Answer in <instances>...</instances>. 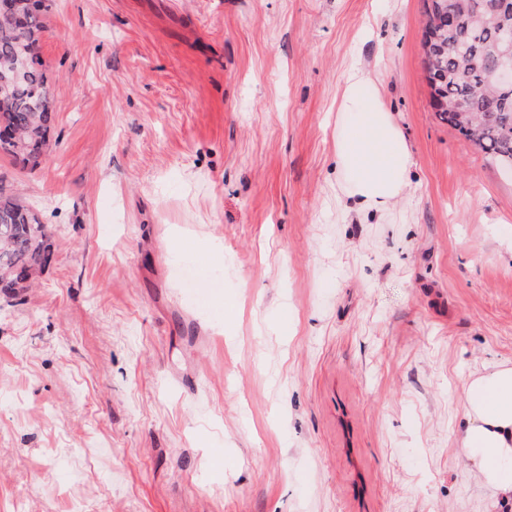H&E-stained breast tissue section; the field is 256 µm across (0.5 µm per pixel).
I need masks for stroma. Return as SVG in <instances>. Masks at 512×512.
Instances as JSON below:
<instances>
[{"label": "stroma", "instance_id": "obj_1", "mask_svg": "<svg viewBox=\"0 0 512 512\" xmlns=\"http://www.w3.org/2000/svg\"><path fill=\"white\" fill-rule=\"evenodd\" d=\"M45 6L49 150L0 152L54 239L0 294V512H512L458 433L512 365V175L432 106L426 0ZM355 61L412 153L370 218ZM336 112V163L345 194L359 211L385 213L408 184L411 150L386 106L379 76L352 64L336 98Z\"/></svg>", "mask_w": 512, "mask_h": 512}]
</instances>
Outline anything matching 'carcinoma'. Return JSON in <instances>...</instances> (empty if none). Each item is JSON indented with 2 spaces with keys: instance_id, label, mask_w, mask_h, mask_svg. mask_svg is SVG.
Here are the masks:
<instances>
[{
  "instance_id": "1",
  "label": "carcinoma",
  "mask_w": 512,
  "mask_h": 512,
  "mask_svg": "<svg viewBox=\"0 0 512 512\" xmlns=\"http://www.w3.org/2000/svg\"><path fill=\"white\" fill-rule=\"evenodd\" d=\"M24 24L0 15V72L14 75L0 94V150L25 165H39L53 119L51 87L40 60L46 29L40 0H31ZM455 23L426 10L422 43L432 104L439 118L501 168L512 171V96L492 85L505 31H512V0H450ZM470 111H457L458 102ZM53 257L52 232L35 210L0 192V291L15 294Z\"/></svg>"
}]
</instances>
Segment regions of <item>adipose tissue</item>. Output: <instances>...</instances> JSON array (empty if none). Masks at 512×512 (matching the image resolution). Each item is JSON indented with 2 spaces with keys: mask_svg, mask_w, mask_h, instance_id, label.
Returning <instances> with one entry per match:
<instances>
[{
  "mask_svg": "<svg viewBox=\"0 0 512 512\" xmlns=\"http://www.w3.org/2000/svg\"><path fill=\"white\" fill-rule=\"evenodd\" d=\"M336 110V163L346 195L359 211L387 212L408 184L411 150L386 106L379 76L350 66ZM465 394L462 452L494 495L512 502V366L473 377Z\"/></svg>",
  "mask_w": 512,
  "mask_h": 512,
  "instance_id": "1",
  "label": "adipose tissue"
}]
</instances>
